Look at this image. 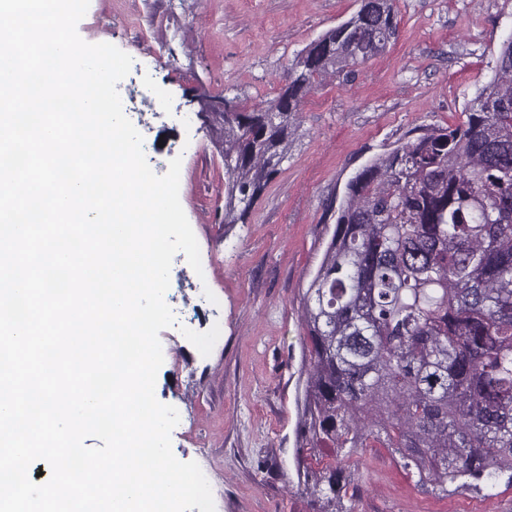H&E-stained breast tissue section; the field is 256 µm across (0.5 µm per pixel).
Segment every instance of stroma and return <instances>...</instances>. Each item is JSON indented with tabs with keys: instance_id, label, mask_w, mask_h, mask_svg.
<instances>
[{
	"instance_id": "obj_1",
	"label": "stroma",
	"mask_w": 512,
	"mask_h": 512,
	"mask_svg": "<svg viewBox=\"0 0 512 512\" xmlns=\"http://www.w3.org/2000/svg\"><path fill=\"white\" fill-rule=\"evenodd\" d=\"M398 37L349 80L315 85L288 159L246 222L224 221L221 100L277 96L294 56L349 18L358 0H90L77 25L139 66L117 89L162 175L181 158L179 198L208 268L202 302L184 253L165 300L155 396L174 406L180 461L197 462L215 512H318L298 479L306 373L302 293L336 225L347 181L415 129L462 122L512 35V0H394ZM189 150H182L183 142ZM221 325L209 355L184 337ZM357 512H512V488L441 496L417 486L388 448L359 449Z\"/></svg>"
}]
</instances>
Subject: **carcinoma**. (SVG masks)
<instances>
[{"label": "carcinoma", "instance_id": "obj_1", "mask_svg": "<svg viewBox=\"0 0 512 512\" xmlns=\"http://www.w3.org/2000/svg\"><path fill=\"white\" fill-rule=\"evenodd\" d=\"M394 0L358 10L299 52L278 95L224 101V223L243 222L288 159L317 83L347 77L395 40ZM466 120L425 129L346 184L303 293L308 378L302 448H345L305 467L343 512L359 448H392L446 495L512 487V37Z\"/></svg>", "mask_w": 512, "mask_h": 512}]
</instances>
